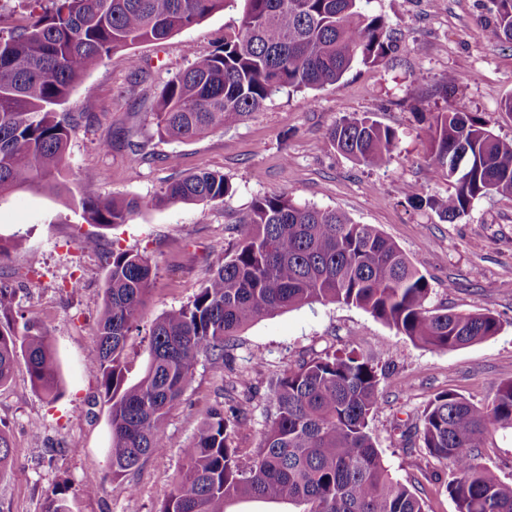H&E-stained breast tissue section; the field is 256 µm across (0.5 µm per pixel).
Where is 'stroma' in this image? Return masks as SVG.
<instances>
[{
  "label": "stroma",
  "mask_w": 512,
  "mask_h": 512,
  "mask_svg": "<svg viewBox=\"0 0 512 512\" xmlns=\"http://www.w3.org/2000/svg\"><path fill=\"white\" fill-rule=\"evenodd\" d=\"M490 0H365L387 18L394 50L376 65H354L340 82L301 92L273 93L244 122L191 141L160 139L152 106L163 85L186 69L190 56L211 53L237 30L243 5L214 13L163 43H143L103 61L79 83L65 109L78 115L68 147L70 194L19 190L0 199V236L27 235L28 250L0 264V286L15 292L14 309L47 330L56 352L61 397L32 389L25 363L0 387V428L14 460L0 470V512H46L52 492L67 488L71 512H158L210 410L247 402L252 428L234 446L257 448L277 376L322 350L345 343L391 363L369 423L385 465L422 499L425 512H456L438 474L445 463L402 452L398 425L417 422L426 404L451 391L480 405L512 380V196L491 193L468 213L440 220L412 204L415 189L445 196L451 181L432 179L426 163L429 126L440 112L478 113L500 139L512 140V45L486 21ZM464 80L448 85V78ZM94 113L81 118L85 102ZM368 115L393 129L391 159L367 168L337 150L329 137L340 118ZM115 136L110 152L99 140ZM142 145L128 163L127 141ZM105 179H95V172ZM223 173L232 194L220 202L146 206L128 223L97 229L84 223L73 197L113 194L148 202L167 183L198 172ZM284 194L300 204L337 209L354 222L376 225L427 278L429 309L497 316L501 330L481 342L431 349L399 335L362 309L316 303L260 318L242 329L222 361L201 355L165 430L170 445L134 472L110 475L111 431L98 383L88 373L97 355L96 322L103 304V252L112 247L149 257L154 275L143 320L125 348L128 381L142 375L149 331L163 312L190 302L211 264L235 243L233 227L262 196ZM98 234L100 246L80 247ZM79 289H71L72 280ZM481 461L512 482V429L491 432Z\"/></svg>",
  "instance_id": "35a3bbf8"
}]
</instances>
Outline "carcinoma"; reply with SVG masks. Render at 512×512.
I'll use <instances>...</instances> for the list:
<instances>
[{"label": "carcinoma", "mask_w": 512, "mask_h": 512, "mask_svg": "<svg viewBox=\"0 0 512 512\" xmlns=\"http://www.w3.org/2000/svg\"><path fill=\"white\" fill-rule=\"evenodd\" d=\"M26 24L0 35V197L36 187L53 191L67 165L75 116L63 112L74 87L103 60L144 42H163L231 6L235 0H49ZM361 0H244L238 31L193 59L157 96V133L196 139L242 122L282 89L338 83L356 64H378L393 49L385 19L363 13ZM492 32L512 43V0H491ZM338 150L365 167L396 151V133L367 117L330 129ZM463 160L455 168V160ZM428 166L455 181L446 197L414 201L443 221L465 215L491 192L512 196V141L460 109L434 116ZM232 187L218 172L169 183L156 207L221 202ZM82 219L103 229L127 223L142 202L84 195ZM27 239L0 240V263ZM104 305L90 372L108 406L110 469L118 479L168 445L164 427L192 378L198 357L224 359L238 332L264 317L313 303L359 307L410 340L435 349L464 347L502 328L491 313L425 307L431 288L398 245L373 224L338 210L271 195L237 221V240L212 265L186 305L158 316L143 377L126 384L125 348L141 318L153 268L129 250L104 254ZM24 359L31 385L49 401L60 391L59 367L45 332L18 324L13 292L0 287V386ZM382 368L349 345L316 354L276 380L269 423L248 457L232 434L251 424L242 405L215 409L183 448L184 463L159 512H227L235 499L286 502L295 512H425L422 500L394 478L368 431L381 394ZM495 428L512 429V382L485 405L440 393L422 412L403 451L426 450L448 466L445 488L457 512H512V484L479 460Z\"/></svg>", "instance_id": "1"}]
</instances>
